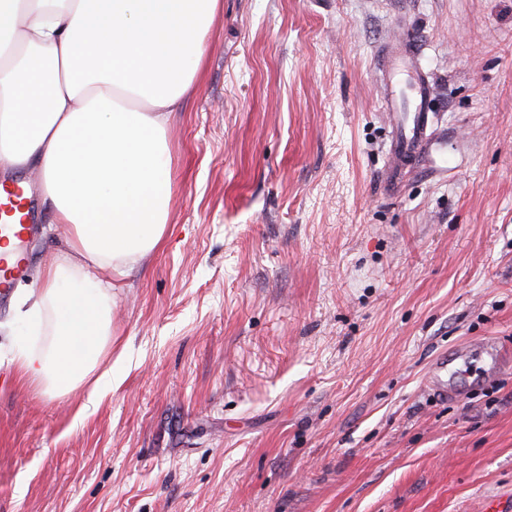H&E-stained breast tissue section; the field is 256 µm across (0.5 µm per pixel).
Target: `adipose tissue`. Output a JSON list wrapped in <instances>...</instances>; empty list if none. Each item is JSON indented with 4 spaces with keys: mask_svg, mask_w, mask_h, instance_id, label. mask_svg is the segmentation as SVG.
<instances>
[{
    "mask_svg": "<svg viewBox=\"0 0 512 512\" xmlns=\"http://www.w3.org/2000/svg\"><path fill=\"white\" fill-rule=\"evenodd\" d=\"M222 0H0V174L37 169L70 237L14 291L8 364L42 391L112 385V304L165 239L169 118Z\"/></svg>",
    "mask_w": 512,
    "mask_h": 512,
    "instance_id": "1",
    "label": "adipose tissue"
}]
</instances>
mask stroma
<instances>
[{"label": "stroma", "instance_id": "stroma-1", "mask_svg": "<svg viewBox=\"0 0 512 512\" xmlns=\"http://www.w3.org/2000/svg\"><path fill=\"white\" fill-rule=\"evenodd\" d=\"M170 118L163 247L110 390L0 366V512H512V0H223ZM419 43L456 168L381 188L375 68ZM32 265L66 246L42 212Z\"/></svg>", "mask_w": 512, "mask_h": 512}]
</instances>
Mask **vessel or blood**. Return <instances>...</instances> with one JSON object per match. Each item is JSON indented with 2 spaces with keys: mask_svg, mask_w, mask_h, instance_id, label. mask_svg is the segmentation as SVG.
<instances>
[{
  "mask_svg": "<svg viewBox=\"0 0 512 512\" xmlns=\"http://www.w3.org/2000/svg\"><path fill=\"white\" fill-rule=\"evenodd\" d=\"M420 59L421 50L409 37L386 47L378 58L390 126L382 186L390 196L402 195L413 176L447 178L452 165L448 131L439 126L430 107L432 79ZM33 194L28 184L0 189V241L12 244L9 254L0 256V300L29 272V244L37 231L31 209Z\"/></svg>",
  "mask_w": 512,
  "mask_h": 512,
  "instance_id": "vessel-or-blood-1",
  "label": "vessel or blood"
}]
</instances>
